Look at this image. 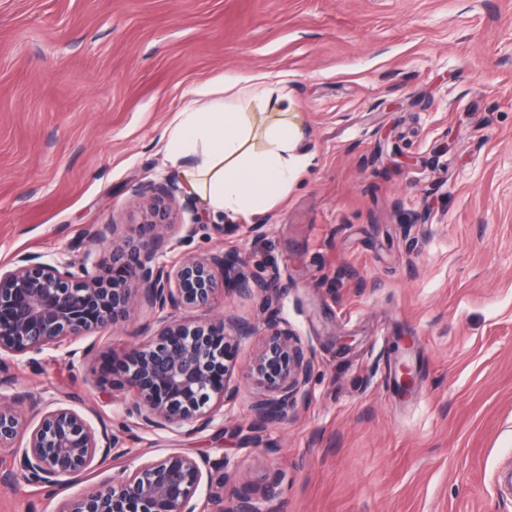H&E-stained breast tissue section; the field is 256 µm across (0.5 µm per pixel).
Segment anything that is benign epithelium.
I'll return each instance as SVG.
<instances>
[{"label": "benign epithelium", "instance_id": "obj_1", "mask_svg": "<svg viewBox=\"0 0 512 512\" xmlns=\"http://www.w3.org/2000/svg\"><path fill=\"white\" fill-rule=\"evenodd\" d=\"M134 195L147 199L139 232L141 244L112 249V278L100 274L97 254L88 248L74 260L45 262L22 256L0 270V364L29 354L64 351L73 358V341L115 325L133 303L155 315L153 333L128 354L122 384L132 391L126 417L156 430L191 433L213 424L232 404L231 362L256 327L234 317L218 320L185 314L204 312L217 287L265 302L278 291L276 278L248 275L233 253L187 257L168 267L161 257L175 249L159 228L174 223L177 186L133 183ZM313 355L281 322L271 319L250 365L260 389L252 405L254 426L284 418L305 395ZM123 440L105 422L93 426L80 412L53 399L44 403L36 427L28 429L13 406L0 396V448H8L12 468L0 479L10 483L57 487L91 471L105 457L120 453ZM228 463L208 455L170 453L125 468L58 512H196L198 492L206 489L212 512H280L279 487L286 473L268 476L256 493L249 487L227 489Z\"/></svg>", "mask_w": 512, "mask_h": 512}]
</instances>
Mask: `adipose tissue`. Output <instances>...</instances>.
<instances>
[{"instance_id": "obj_1", "label": "adipose tissue", "mask_w": 512, "mask_h": 512, "mask_svg": "<svg viewBox=\"0 0 512 512\" xmlns=\"http://www.w3.org/2000/svg\"><path fill=\"white\" fill-rule=\"evenodd\" d=\"M190 96L166 143L189 188L215 214L272 207L308 164L307 157L295 152L300 115L291 111L288 96L268 85L254 93L265 111L258 144L239 106L202 100L197 89Z\"/></svg>"}]
</instances>
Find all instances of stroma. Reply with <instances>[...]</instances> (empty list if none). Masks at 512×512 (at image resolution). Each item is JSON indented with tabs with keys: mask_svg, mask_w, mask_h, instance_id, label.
Returning a JSON list of instances; mask_svg holds the SVG:
<instances>
[{
	"mask_svg": "<svg viewBox=\"0 0 512 512\" xmlns=\"http://www.w3.org/2000/svg\"><path fill=\"white\" fill-rule=\"evenodd\" d=\"M237 75L281 82L311 158L249 217L209 212L163 140L189 90L247 104ZM135 180L191 202L163 230L167 264L223 249L278 275L272 305L220 291L210 314L286 323L313 354L307 394L252 432L243 344L238 400L212 427L134 428L87 478L0 483V512H56L172 452L225 457L234 487L284 470L281 512H512V0H0V267L91 247L111 275ZM151 321L136 306L75 342L87 357L8 363L0 393L31 427L35 401L58 399L120 429Z\"/></svg>",
	"mask_w": 512,
	"mask_h": 512,
	"instance_id": "35a3bbf8",
	"label": "stroma"
}]
</instances>
